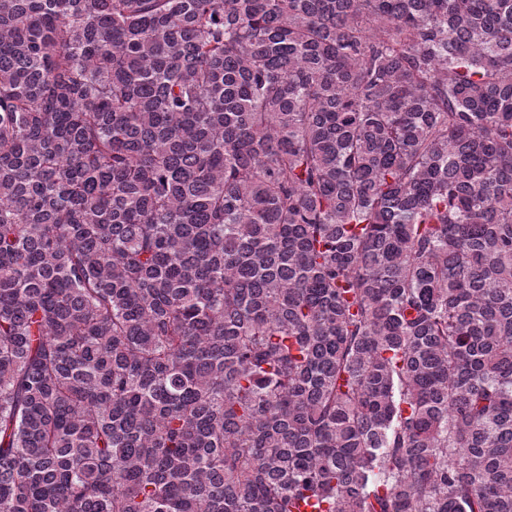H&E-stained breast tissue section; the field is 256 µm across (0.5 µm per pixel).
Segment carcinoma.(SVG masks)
<instances>
[{
  "instance_id": "carcinoma-1",
  "label": "carcinoma",
  "mask_w": 512,
  "mask_h": 512,
  "mask_svg": "<svg viewBox=\"0 0 512 512\" xmlns=\"http://www.w3.org/2000/svg\"><path fill=\"white\" fill-rule=\"evenodd\" d=\"M512 512V0H0V512Z\"/></svg>"
}]
</instances>
